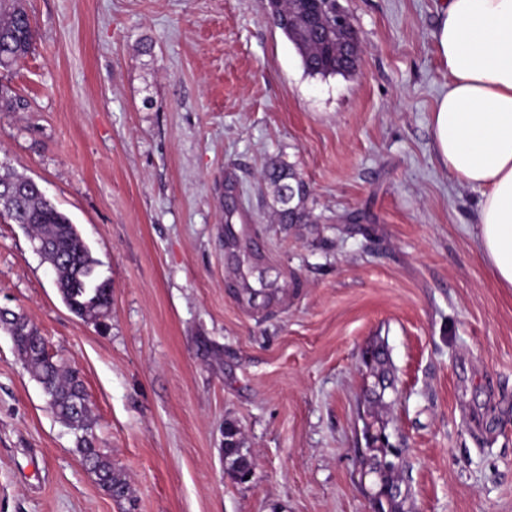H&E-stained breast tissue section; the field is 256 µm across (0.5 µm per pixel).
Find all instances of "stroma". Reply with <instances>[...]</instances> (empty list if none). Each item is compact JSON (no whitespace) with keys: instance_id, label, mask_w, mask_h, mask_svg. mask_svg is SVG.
I'll use <instances>...</instances> for the list:
<instances>
[{"instance_id":"35a3bbf8","label":"stroma","mask_w":512,"mask_h":512,"mask_svg":"<svg viewBox=\"0 0 512 512\" xmlns=\"http://www.w3.org/2000/svg\"><path fill=\"white\" fill-rule=\"evenodd\" d=\"M340 2L364 43L351 78L306 74L267 0H24L0 165L70 217L112 310L103 329L71 312L7 220L0 309L81 373L134 502L0 332V512H372L368 410L402 450L404 512H512V290L478 254L479 190L434 149L442 0ZM273 160L308 184L309 223L276 222ZM261 273L275 295L248 302ZM377 342L394 386L373 407Z\"/></svg>"}]
</instances>
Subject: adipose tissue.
Wrapping results in <instances>:
<instances>
[{"label":"adipose tissue","instance_id":"adipose-tissue-1","mask_svg":"<svg viewBox=\"0 0 512 512\" xmlns=\"http://www.w3.org/2000/svg\"><path fill=\"white\" fill-rule=\"evenodd\" d=\"M434 37L448 67L435 152L480 190L478 248L498 286L512 289V0H443Z\"/></svg>","mask_w":512,"mask_h":512}]
</instances>
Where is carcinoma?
I'll use <instances>...</instances> for the list:
<instances>
[{
    "instance_id": "1",
    "label": "carcinoma",
    "mask_w": 512,
    "mask_h": 512,
    "mask_svg": "<svg viewBox=\"0 0 512 512\" xmlns=\"http://www.w3.org/2000/svg\"><path fill=\"white\" fill-rule=\"evenodd\" d=\"M269 11L278 16V28L294 46L304 71L312 76H351L358 56L336 42V30L328 18L303 23L299 13L317 8L316 0H271ZM34 32L30 16L21 0H0V67L21 63L33 46ZM264 180L273 188L275 211L281 224H301L310 219L306 199L309 189L300 174L290 166L273 163L264 172ZM0 216L15 224L28 225L31 239L49 246L44 260L52 264L56 287L62 299L77 316L96 320L107 318L111 302L110 283L99 281L95 262L78 235L70 218L44 198L32 179L10 171L0 172ZM46 340L33 326L16 325L13 347L18 359L41 385L54 416L75 437V452L91 466L103 491L116 500L131 497L126 475L116 469L112 459L97 448L95 418L79 372L44 354ZM367 474L375 477L378 503L376 512H401V502L387 493L398 465L389 460L386 448L367 446Z\"/></svg>"
}]
</instances>
